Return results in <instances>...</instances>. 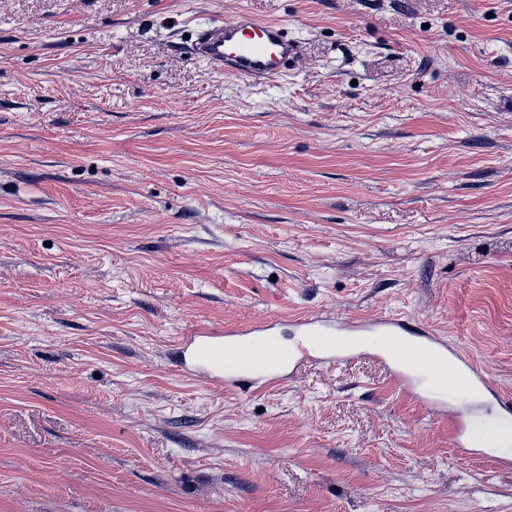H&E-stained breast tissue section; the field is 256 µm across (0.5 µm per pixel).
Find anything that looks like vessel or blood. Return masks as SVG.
Masks as SVG:
<instances>
[{
    "mask_svg": "<svg viewBox=\"0 0 512 512\" xmlns=\"http://www.w3.org/2000/svg\"><path fill=\"white\" fill-rule=\"evenodd\" d=\"M193 50L200 58L222 68L225 74L273 81L282 76L295 53L296 43L281 23L244 11L199 32ZM298 324L332 361L343 352L344 335L365 333L364 324L357 321L344 331L326 329L313 316L299 319ZM379 333L395 339L415 337V344L401 345L388 358L396 384L410 395L415 392L411 367L420 354L430 349L449 351L447 341L399 317L382 319ZM307 358L305 347L279 345L264 325L228 329L221 335L197 329L183 342L184 362L211 368L214 381L223 384L228 391H241L248 386L263 390L278 384Z\"/></svg>",
    "mask_w": 512,
    "mask_h": 512,
    "instance_id": "vessel-or-blood-1",
    "label": "vessel or blood"
}]
</instances>
